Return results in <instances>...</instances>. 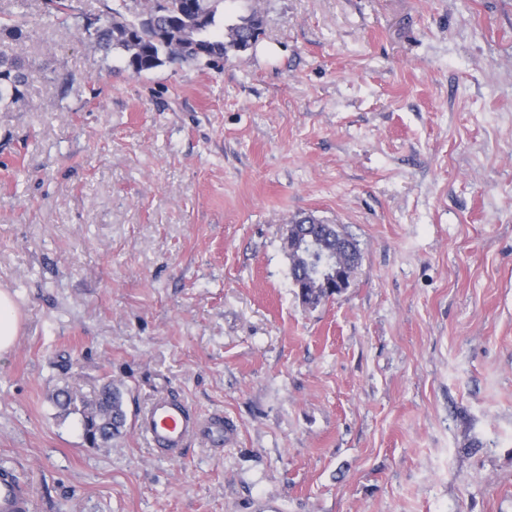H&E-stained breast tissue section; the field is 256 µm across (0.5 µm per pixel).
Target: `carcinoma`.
Instances as JSON below:
<instances>
[{
  "label": "carcinoma",
  "instance_id": "1",
  "mask_svg": "<svg viewBox=\"0 0 512 512\" xmlns=\"http://www.w3.org/2000/svg\"><path fill=\"white\" fill-rule=\"evenodd\" d=\"M69 0H49V24L65 23ZM224 0H143L131 6L128 0H109L105 9L86 28L88 36L106 50L120 53L126 66L136 74L154 70L173 57L182 61L226 58L245 52L249 40L256 38L262 18L253 11L218 32ZM24 22L0 19V43L23 39ZM28 63L0 49V109H11L26 101ZM336 266H308L302 261L291 265L292 280L330 277ZM55 403L65 414L82 418L85 439L94 446L106 444L121 434L126 423L123 394L112 382L105 383L93 398H78L61 389Z\"/></svg>",
  "mask_w": 512,
  "mask_h": 512
}]
</instances>
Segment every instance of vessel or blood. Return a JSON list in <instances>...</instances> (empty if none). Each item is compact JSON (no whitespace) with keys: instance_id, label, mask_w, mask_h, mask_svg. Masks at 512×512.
<instances>
[{"instance_id":"b4317fda","label":"vessel or blood","mask_w":512,"mask_h":512,"mask_svg":"<svg viewBox=\"0 0 512 512\" xmlns=\"http://www.w3.org/2000/svg\"><path fill=\"white\" fill-rule=\"evenodd\" d=\"M153 452L167 458L181 457L193 441L223 442L231 428L222 416L198 417L180 399L155 396L145 408L140 424ZM25 487L9 476H0V512H31Z\"/></svg>"}]
</instances>
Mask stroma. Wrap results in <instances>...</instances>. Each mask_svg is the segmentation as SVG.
I'll return each mask as SVG.
<instances>
[{
    "label": "stroma",
    "mask_w": 512,
    "mask_h": 512,
    "mask_svg": "<svg viewBox=\"0 0 512 512\" xmlns=\"http://www.w3.org/2000/svg\"><path fill=\"white\" fill-rule=\"evenodd\" d=\"M31 27L0 111V471L33 512H512V0H226L252 50L136 75ZM340 225L347 290L303 306L293 219ZM123 384L107 447L59 388ZM232 442L137 430L157 393ZM28 86V63L17 55H9L0 46V109L24 103ZM20 330V315L12 294L0 289V357L14 347Z\"/></svg>",
    "instance_id": "1"
}]
</instances>
